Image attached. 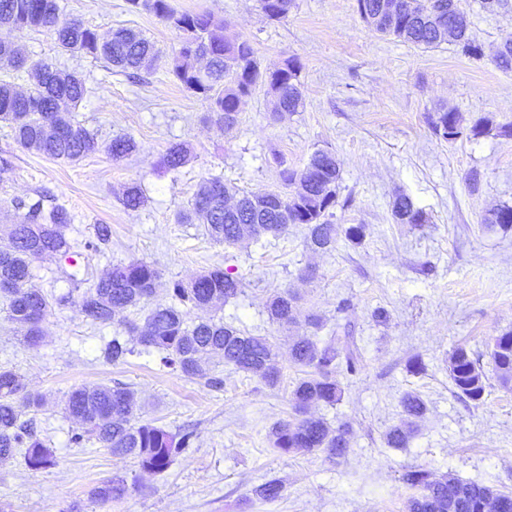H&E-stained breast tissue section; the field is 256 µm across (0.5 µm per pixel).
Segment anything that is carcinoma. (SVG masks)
Wrapping results in <instances>:
<instances>
[{
  "label": "carcinoma",
  "instance_id": "carcinoma-1",
  "mask_svg": "<svg viewBox=\"0 0 512 512\" xmlns=\"http://www.w3.org/2000/svg\"><path fill=\"white\" fill-rule=\"evenodd\" d=\"M134 11H147L180 32V47L173 59L172 72L189 91L210 101L211 119L229 132L238 123L242 100L258 86L265 88L273 103V116L294 113L303 106L297 59L286 60L272 73L260 68L247 40L224 39L223 24L209 12L179 11L170 0H127ZM264 15L271 21L288 17L293 0H259ZM362 21L376 33L431 48L452 40L469 57L482 56V48L469 37L468 22L458 0H356ZM0 26L18 33L37 31L52 36L58 48L67 54H81L105 61L116 71L135 80L158 57L155 44L141 32L120 27L110 37L77 20L63 18L58 0H0ZM25 61L17 56L13 44L0 42V68L19 70ZM39 80L29 91H17L13 82L0 79V123L9 126L16 142L24 149L46 157L76 162L99 149L97 137L73 123L76 111L88 93L85 81L75 72L63 73L49 63H39ZM433 133L456 141L468 133H490L489 121L480 118L469 131L460 125L457 113L444 110L429 117ZM115 161L138 151L137 142L117 136L107 147ZM189 160L186 147L170 145L160 164L175 171ZM288 193L252 194L224 183L219 177L203 180L188 203L179 211L178 222L206 224L208 235L216 242L236 244L262 236L278 237L290 224L307 226L306 247L312 252H330L336 248V225L328 217L338 204L340 164L330 152L314 153L301 170H281ZM122 204L137 210L144 204L141 188L126 189ZM17 222L8 232L9 247L0 250V296L5 299L9 319L17 325L23 341L36 346L43 333L41 324L52 306L78 303L84 318L92 324L114 322L116 314L144 307L155 295L159 273L148 262L132 260L112 266V270L91 287L74 289L60 297L49 296L31 284L34 261L45 256L64 260L73 258V246L65 234L71 223L62 208L46 209L44 196L14 201ZM392 215L399 224H426L428 218L407 195L397 196ZM486 224L512 227V207L489 211ZM112 228L99 224L95 239L86 242L94 252L109 245ZM244 278L214 267L184 283L175 280L167 288L173 303L152 307L139 324L124 322L127 332L138 337L144 351L155 352L160 364L188 378L205 380L219 388L223 380L208 376L207 364L215 359L237 372L257 378L269 386L280 383L282 372L273 344L265 336L252 335L217 320L208 312L244 295ZM297 296L286 289L270 297L266 304L268 319L281 327L298 324ZM311 333L295 336L289 343L291 363L298 368L291 391L293 414L275 423L269 431L272 446L283 453H320L334 463L350 450L352 427L349 422L331 425L309 412L312 405L338 404L344 395L339 375L359 372L357 354L347 337L317 336L324 321L317 315L304 320ZM135 353V347L122 336H114L105 345L104 358L123 363ZM488 356L497 381L512 388V331L492 339ZM448 375L455 395L473 405L483 401L488 377L481 355L464 345L455 346L448 360ZM43 398L26 391L17 373L0 367V463L24 449L29 468L40 470L55 464L51 448L38 436L33 421L23 419L25 410L38 408ZM401 419L384 431L389 448H407L416 437L418 422L428 405L421 393L406 391L400 399ZM65 413L79 427L70 442L81 445L94 439L115 457H131L147 473L166 471L176 453L192 447L191 431L172 433L151 422L140 420L135 392L129 387L100 384L70 391L64 400ZM403 482L413 490L405 502V512H512V493L497 492L477 483L464 482L449 474L439 478L422 466H412L402 474ZM134 485L115 475L91 491V497L103 504L125 498ZM282 480L271 477L253 486L248 502L274 503L285 495Z\"/></svg>",
  "mask_w": 512,
  "mask_h": 512
}]
</instances>
